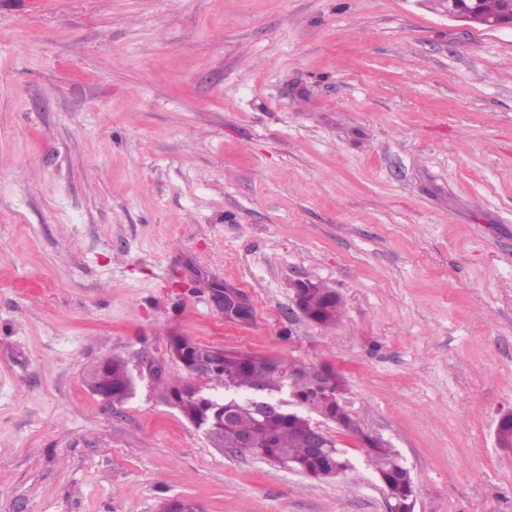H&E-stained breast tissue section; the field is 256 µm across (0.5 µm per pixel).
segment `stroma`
<instances>
[{
    "mask_svg": "<svg viewBox=\"0 0 512 512\" xmlns=\"http://www.w3.org/2000/svg\"><path fill=\"white\" fill-rule=\"evenodd\" d=\"M174 335L333 366L415 512H512V29L435 0H0V512H385L332 422L355 468L328 482L213 447L149 373L183 376ZM111 357L120 404L86 383ZM315 283V282H314ZM294 303L298 311L303 314L301 305V292L307 290L303 297L305 316L307 319L319 324H333L341 316L342 301L335 290L315 283L311 288V281L298 279L293 283ZM216 286L221 309L224 311V318L228 321L243 322L251 315V305L246 295L234 288ZM95 365L88 374L90 389L97 395L121 403L132 394L133 382L127 362L112 357Z\"/></svg>",
    "mask_w": 512,
    "mask_h": 512,
    "instance_id": "stroma-1",
    "label": "stroma"
}]
</instances>
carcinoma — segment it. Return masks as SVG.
<instances>
[{
	"label": "carcinoma",
	"mask_w": 512,
	"mask_h": 512,
	"mask_svg": "<svg viewBox=\"0 0 512 512\" xmlns=\"http://www.w3.org/2000/svg\"><path fill=\"white\" fill-rule=\"evenodd\" d=\"M477 16L489 20L500 15L501 0H477ZM305 316L319 324H333L341 316L342 301L335 290L317 283L303 297ZM169 353L176 355L187 375L198 364L208 366L206 380L211 389L222 390L229 385L235 402L241 407L235 421H222L223 411L192 392L185 378L164 384V399L179 409L189 421L207 430L208 440L218 448H228L239 434L251 437L250 452L278 465L293 466L294 471L311 479L328 481L333 475L353 467L347 453L336 448L331 453L315 454L305 447L306 433L312 425V415L331 418L337 428L356 439L365 449L366 462L383 484L385 495L395 512H411L415 499L410 471L391 444L365 429L360 413L346 397L343 377L332 367L317 369L283 359L260 357L221 346L194 343L180 336L169 341ZM90 389L97 395L121 403L132 394L133 382L127 362L112 357L95 365L88 374ZM261 387L265 402L275 406L265 419H256L245 409ZM291 389L296 398L308 403L303 409L282 401L281 394ZM497 441L503 448H512V415L501 417ZM158 512H198V506L187 499L166 500Z\"/></svg>",
	"instance_id": "1"
}]
</instances>
